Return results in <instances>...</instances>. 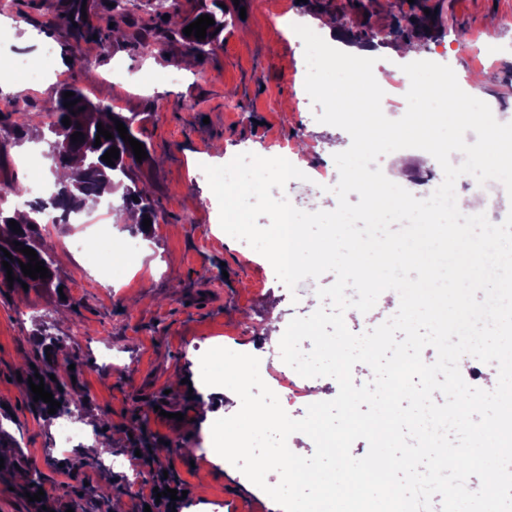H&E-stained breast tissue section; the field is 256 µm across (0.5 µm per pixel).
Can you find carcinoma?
Returning <instances> with one entry per match:
<instances>
[{
  "instance_id": "carcinoma-1",
  "label": "carcinoma",
  "mask_w": 512,
  "mask_h": 512,
  "mask_svg": "<svg viewBox=\"0 0 512 512\" xmlns=\"http://www.w3.org/2000/svg\"><path fill=\"white\" fill-rule=\"evenodd\" d=\"M63 6V19L69 28L71 37L75 42L72 47L71 61H81L79 47L81 43L95 41L100 43L112 38L114 32L121 29V26L135 29L130 34L138 46L145 49L150 46V40L168 34L179 36L195 55L207 56L221 47V35L224 32V9L221 7L223 0H211L212 7H203L199 14L208 15L215 21L206 30V37L203 40L195 36H186L183 29L197 20V17L185 18L180 22L174 21L176 9L168 3H158V0H148L151 5L150 18L146 21L135 19L130 12L132 0H104L108 3L105 7L107 13V26L95 24L92 17L97 15V0H60ZM168 19H162V16ZM74 93L70 100H78V103L70 108L64 107V94L46 102L43 107L45 116L53 119L49 124V131L53 138L47 141L48 154L58 170H69L68 181L60 183V188L53 193L51 203L63 213L81 211L89 205L99 203L100 196L107 190H112L123 184V178L129 176L133 167L138 165L131 145L124 142L116 130L115 121L122 122L128 130V135L135 138L137 133L134 129V120L121 112L111 113L112 119L101 121V114L107 112V108L90 101L83 92L75 87L69 88ZM69 117L71 125L62 123L64 117ZM103 125L113 135L112 139H101L100 145H95L97 125ZM81 132L84 134V141L72 142L71 135ZM119 149V158L114 160L110 166L102 160V156L111 147ZM139 201H134V198ZM124 207L129 209L137 208L141 218L156 220V214L149 201L145 189L137 186L125 187L123 195ZM13 216L6 214L0 209V284L19 288L21 283H26L28 288H59L62 282L57 280L55 273V261L45 249L43 237L38 230V220L30 218L26 223L20 225V232L16 233L9 228V220ZM18 241L22 245L30 247L37 252L38 260L44 262L48 268V277L45 279H32L23 274L20 263H28L29 258L20 251L14 249L12 242ZM9 252L14 261L10 262L13 268V283L6 279V269L1 262L7 260L4 252ZM39 377L32 378L34 384H45V390L53 394L54 400L61 403L57 413L68 412V388L72 385V377L75 371L68 369V365L57 363H44L36 368ZM55 379H50V375Z\"/></svg>"
}]
</instances>
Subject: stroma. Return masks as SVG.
<instances>
[{"mask_svg": "<svg viewBox=\"0 0 512 512\" xmlns=\"http://www.w3.org/2000/svg\"><path fill=\"white\" fill-rule=\"evenodd\" d=\"M244 13H227L223 46L185 68L186 44L175 35L150 49L119 36L94 44L82 64H66L64 81L52 79L50 65L66 59L73 43L59 18L58 0H0V83L14 86V107L0 110V182L25 185L21 158H33L50 179L47 145L39 141L43 123L17 139L14 122L22 111L36 112L76 86L101 106L116 105L135 117L148 146L131 181L149 192L158 222L149 233L133 232L125 221L123 188L110 201L112 241L131 239L143 247L124 259L125 277L102 287L92 258L72 243L91 233L88 224H58L45 239L64 292L52 288H0V425L17 440L27 466L43 475L44 500L55 512H98L102 498L120 500L124 512H144V488L162 475L174 479L186 498L177 512H282L281 507L220 455L203 457L198 447L211 433L212 416L235 414L239 402L222 388H201L200 355L211 343L243 353L261 349V377L281 370L280 349L267 345L259 329L284 326L312 314L309 298L293 299L273 267L261 264L245 241L216 233L219 206L202 170L216 157L232 160L244 152L271 157L301 154L304 179L289 181L280 197L304 211L336 208L325 191L323 167L336 172L334 154L351 144L343 129L318 123L321 106L305 90L304 44L286 26L273 25L281 12L303 18L312 30L331 19L337 34L388 28L408 12L407 0H372L360 9L355 0H242ZM440 13V43L457 77L487 76L483 102L492 109L512 106V0H429ZM494 32L498 54L478 49ZM39 63L38 79L16 69L20 60ZM176 82H168L169 74ZM378 166L404 182L430 177L428 191L443 171L428 153L403 149ZM60 338L76 369L78 396L70 404L94 416L111 456L133 464L141 477L131 487L122 468H105L100 453L78 446L59 452L54 443L60 417L42 412L27 380L43 349L37 330ZM203 391L202 401L190 398ZM182 420H174V413Z\"/></svg>", "mask_w": 512, "mask_h": 512, "instance_id": "1", "label": "stroma"}]
</instances>
